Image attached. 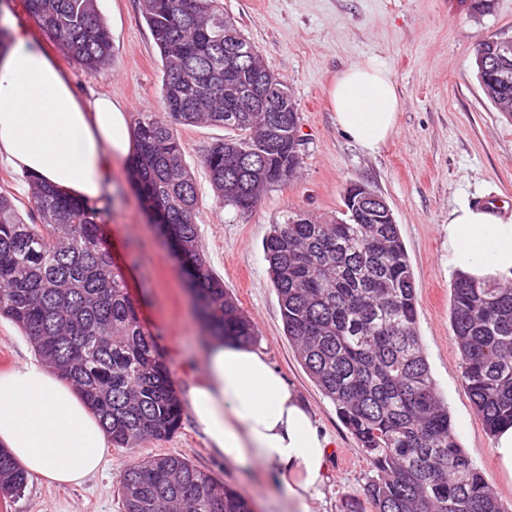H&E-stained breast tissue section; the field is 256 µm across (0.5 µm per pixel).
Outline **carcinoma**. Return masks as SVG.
Returning <instances> with one entry per match:
<instances>
[{
  "label": "carcinoma",
  "mask_w": 512,
  "mask_h": 512,
  "mask_svg": "<svg viewBox=\"0 0 512 512\" xmlns=\"http://www.w3.org/2000/svg\"><path fill=\"white\" fill-rule=\"evenodd\" d=\"M24 3L87 74L109 66L112 41L97 0ZM143 18L162 62L164 112H145L137 123L132 184L181 255L210 335L246 345L254 327L203 253L196 183L178 128L205 123L236 132L201 162L217 200L246 210L300 167L298 107L290 104L270 124L266 112H239L225 123L254 91L253 69L281 80L217 0H144ZM354 190L345 189L343 218L327 223L295 212L263 243L285 335L372 463L364 492L372 512H512L461 448L438 395L398 224L361 220ZM31 199L36 222L28 224L0 193V318L20 327L39 358L77 387L114 447L170 437L181 425V400L112 261L104 209L34 179ZM450 324L464 386L494 436L512 425V286L456 273ZM28 479L0 446V496H18ZM119 484L123 512H253L243 494L180 455L134 464Z\"/></svg>",
  "instance_id": "carcinoma-1"
}]
</instances>
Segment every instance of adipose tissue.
<instances>
[{
	"label": "adipose tissue",
	"instance_id": "1",
	"mask_svg": "<svg viewBox=\"0 0 512 512\" xmlns=\"http://www.w3.org/2000/svg\"><path fill=\"white\" fill-rule=\"evenodd\" d=\"M341 130L365 151L394 132L400 99L373 61L341 72L329 90ZM128 112L111 97H82L68 71L29 36L0 52V161L79 199L102 196L114 159L131 150ZM448 256L479 282L512 280V209L468 204L448 214ZM202 383L187 394L207 443L234 467L275 478L288 512H311L321 493L330 440L313 413L263 352L221 338L204 350ZM0 442L31 475L78 484L97 472L109 448L98 417L47 367L0 373Z\"/></svg>",
	"mask_w": 512,
	"mask_h": 512
}]
</instances>
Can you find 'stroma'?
<instances>
[{"label":"stroma","instance_id":"35a3bbf8","mask_svg":"<svg viewBox=\"0 0 512 512\" xmlns=\"http://www.w3.org/2000/svg\"><path fill=\"white\" fill-rule=\"evenodd\" d=\"M264 64L287 85L300 113L302 163L289 181L269 187L256 205L239 210L219 203L201 155L231 138L221 126L180 128L184 159L195 176L196 222L208 265L257 332L265 352L314 412L329 435L327 479L313 512H344L363 499L372 464L341 423L334 406L301 365L284 334L281 310L268 275L262 242L272 225L302 210L329 221L340 217L343 192L362 183L385 198L399 226L413 269L417 329L437 390L448 403L459 442L485 471L505 506L512 481L503 478L486 431L461 380L460 356L450 326L451 283L448 213L462 203L512 207V121L495 112L476 76L477 42L495 33L512 36V0H492L478 13L470 0H219ZM16 29L26 31L69 71L85 96L111 95L132 121L161 112L162 64L143 17V0H98L112 40V62L88 75L27 13L23 0H5ZM386 68L401 101L395 131L372 153L357 146L336 123L327 91L338 73L366 60ZM104 234L112 260L137 300L140 316L164 353L179 397L203 377L201 348L207 333L180 263L133 189L128 162L112 163ZM24 332L0 319V372L38 363ZM177 454L234 487L255 512H284L285 502L267 473L226 465L207 446L190 411L169 439L140 448L110 449L101 471L78 486L30 477L20 496L0 512H123L122 472L157 454Z\"/></svg>","mask_w":512,"mask_h":512}]
</instances>
